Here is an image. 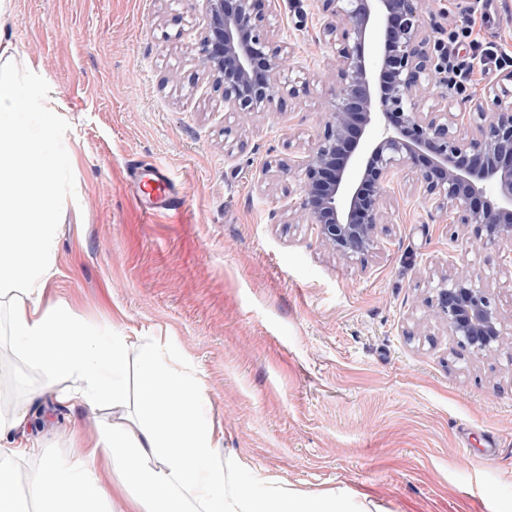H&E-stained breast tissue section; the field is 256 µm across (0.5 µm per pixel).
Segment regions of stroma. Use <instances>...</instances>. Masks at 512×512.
I'll return each mask as SVG.
<instances>
[{
    "label": "stroma",
    "instance_id": "1",
    "mask_svg": "<svg viewBox=\"0 0 512 512\" xmlns=\"http://www.w3.org/2000/svg\"><path fill=\"white\" fill-rule=\"evenodd\" d=\"M205 0H13L12 46L49 92L76 159L49 297L87 324L162 337L198 379L226 451L255 479L320 493L368 492L383 512H512V334L473 358L428 304L448 257L481 276L512 331V264L466 248L453 215L431 217L403 169L367 266L336 256L313 226L289 223L301 160L324 130L336 86L313 0H271L268 17L304 84L282 113L225 107L197 61ZM434 24L482 16L480 46L512 55V0H435ZM512 66L449 85L467 111ZM248 147H241V140ZM169 174L183 211L144 214L132 158ZM42 382L0 341V409ZM29 437L71 462L98 415L34 407ZM468 456H459V449Z\"/></svg>",
    "mask_w": 512,
    "mask_h": 512
}]
</instances>
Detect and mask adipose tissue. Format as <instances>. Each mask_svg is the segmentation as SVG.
I'll return each instance as SVG.
<instances>
[{"label":"adipose tissue","mask_w":512,"mask_h":512,"mask_svg":"<svg viewBox=\"0 0 512 512\" xmlns=\"http://www.w3.org/2000/svg\"><path fill=\"white\" fill-rule=\"evenodd\" d=\"M10 0H0V312L21 360L43 377L41 389L0 417V458H33L27 493L0 472V512H372L369 495L344 489L306 494L281 483L240 481L244 464L223 454L224 430L208 414L201 383L175 367L161 337L87 325L46 292L57 273L58 227L66 212L73 156L64 128L9 40ZM139 351V392L126 416L125 362ZM67 390L56 391L59 380ZM91 410L87 447L65 464L24 442L29 406L42 391Z\"/></svg>","instance_id":"ef3b65f1"}]
</instances>
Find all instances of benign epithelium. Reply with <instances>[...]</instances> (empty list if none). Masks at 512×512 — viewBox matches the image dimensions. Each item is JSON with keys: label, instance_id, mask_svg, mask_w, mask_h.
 <instances>
[{"label": "benign epithelium", "instance_id": "benign-epithelium-1", "mask_svg": "<svg viewBox=\"0 0 512 512\" xmlns=\"http://www.w3.org/2000/svg\"><path fill=\"white\" fill-rule=\"evenodd\" d=\"M263 0H206L198 61L224 104L281 112L303 87L281 82L285 54ZM430 0H316L334 52L336 88L323 134L298 164L299 202L288 223L311 224L337 256L366 268L389 223L383 199L396 171L415 173L435 213H453L469 237L512 251V74L477 112H424L430 80L447 99L448 72L427 31ZM434 316L475 357L502 341V314L481 278L446 263Z\"/></svg>", "mask_w": 512, "mask_h": 512}]
</instances>
